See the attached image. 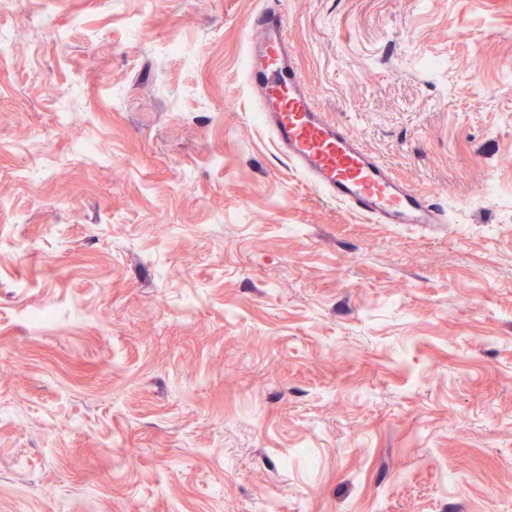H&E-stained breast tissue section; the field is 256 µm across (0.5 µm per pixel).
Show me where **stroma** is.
Returning a JSON list of instances; mask_svg holds the SVG:
<instances>
[{
  "label": "stroma",
  "instance_id": "1",
  "mask_svg": "<svg viewBox=\"0 0 512 512\" xmlns=\"http://www.w3.org/2000/svg\"><path fill=\"white\" fill-rule=\"evenodd\" d=\"M270 5L447 225L278 152ZM0 31V512H512V0H12Z\"/></svg>",
  "mask_w": 512,
  "mask_h": 512
}]
</instances>
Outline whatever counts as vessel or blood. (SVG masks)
I'll return each mask as SVG.
<instances>
[{"instance_id":"1","label":"vessel or blood","mask_w":512,"mask_h":512,"mask_svg":"<svg viewBox=\"0 0 512 512\" xmlns=\"http://www.w3.org/2000/svg\"><path fill=\"white\" fill-rule=\"evenodd\" d=\"M246 74L260 102V118L274 143L308 183L376 224L447 223L445 210L369 153L347 127L328 121L293 64L280 11L250 16Z\"/></svg>"}]
</instances>
